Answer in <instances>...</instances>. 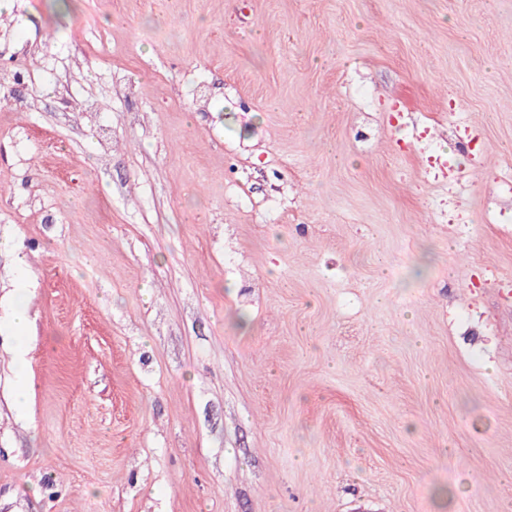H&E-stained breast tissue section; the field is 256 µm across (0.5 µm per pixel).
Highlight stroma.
I'll return each mask as SVG.
<instances>
[{"label":"stroma","instance_id":"stroma-1","mask_svg":"<svg viewBox=\"0 0 512 512\" xmlns=\"http://www.w3.org/2000/svg\"><path fill=\"white\" fill-rule=\"evenodd\" d=\"M4 236L0 512H512V0H7Z\"/></svg>","mask_w":512,"mask_h":512}]
</instances>
